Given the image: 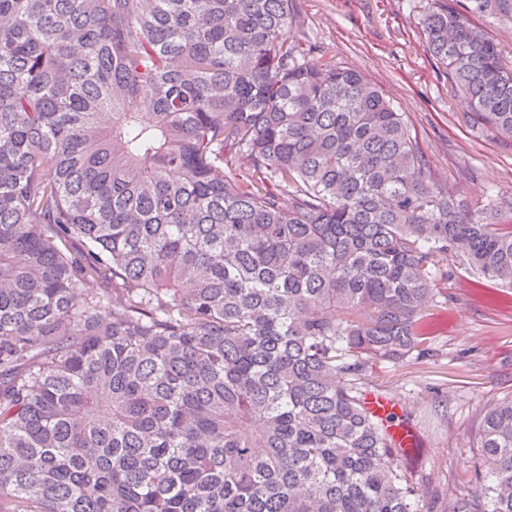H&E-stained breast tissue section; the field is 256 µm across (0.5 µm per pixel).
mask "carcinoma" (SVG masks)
<instances>
[{"label": "carcinoma", "instance_id": "1", "mask_svg": "<svg viewBox=\"0 0 512 512\" xmlns=\"http://www.w3.org/2000/svg\"><path fill=\"white\" fill-rule=\"evenodd\" d=\"M295 15L0 0V512H422L370 378L428 353L450 263L512 289V201L435 176ZM490 17L433 0L422 34L508 142ZM475 440L448 512H512V397Z\"/></svg>", "mask_w": 512, "mask_h": 512}]
</instances>
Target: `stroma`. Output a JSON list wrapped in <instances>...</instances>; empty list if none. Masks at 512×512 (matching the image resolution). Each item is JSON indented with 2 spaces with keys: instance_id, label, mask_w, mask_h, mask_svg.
I'll return each instance as SVG.
<instances>
[{
  "instance_id": "1",
  "label": "stroma",
  "mask_w": 512,
  "mask_h": 512,
  "mask_svg": "<svg viewBox=\"0 0 512 512\" xmlns=\"http://www.w3.org/2000/svg\"><path fill=\"white\" fill-rule=\"evenodd\" d=\"M428 0H297L289 37L318 45L314 63L364 72L412 122L431 169L475 201L512 199V144L478 131L454 98L421 35ZM429 352L377 368V392L393 400L414 435L400 466L425 491L428 512H448L474 464L478 418L512 396V291L480 289L467 266L448 274Z\"/></svg>"
}]
</instances>
